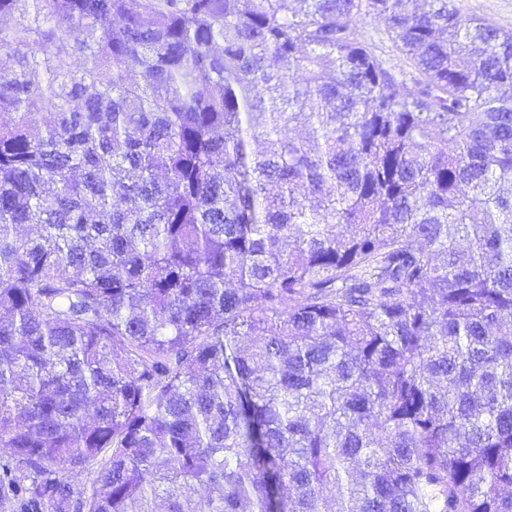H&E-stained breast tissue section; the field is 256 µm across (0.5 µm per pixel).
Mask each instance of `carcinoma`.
Listing matches in <instances>:
<instances>
[{"label": "carcinoma", "instance_id": "obj_1", "mask_svg": "<svg viewBox=\"0 0 512 512\" xmlns=\"http://www.w3.org/2000/svg\"><path fill=\"white\" fill-rule=\"evenodd\" d=\"M0 17V512H512V31L454 0ZM358 31L360 38L373 44L376 47V53L386 60L387 67L396 75L398 81L402 82L401 88L403 90L412 89L411 72L413 69L395 50L385 34L383 24L378 19L366 17L359 23Z\"/></svg>", "mask_w": 512, "mask_h": 512}]
</instances>
